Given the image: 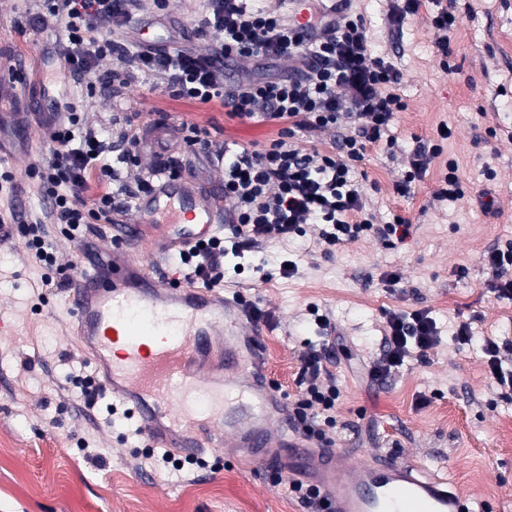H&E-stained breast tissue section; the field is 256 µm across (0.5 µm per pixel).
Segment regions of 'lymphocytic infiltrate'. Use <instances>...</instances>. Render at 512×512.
Instances as JSON below:
<instances>
[{
  "label": "lymphocytic infiltrate",
  "mask_w": 512,
  "mask_h": 512,
  "mask_svg": "<svg viewBox=\"0 0 512 512\" xmlns=\"http://www.w3.org/2000/svg\"><path fill=\"white\" fill-rule=\"evenodd\" d=\"M162 10L163 0H43L35 22L44 29L64 28V68L75 78L99 76L106 88L100 99L103 111L111 112L114 98L124 95L140 75L150 74L162 79L171 97L220 105L241 123L270 127V136L263 145L247 147L182 123L175 126L168 151L157 153L144 147L151 124L113 114L112 135L106 138L76 103L67 101L60 110L42 114L50 149L30 177L45 207L41 217L15 214L10 220L11 233L23 237L40 268H53L57 262L49 225L61 226L68 239L82 240L91 225L110 224L115 216L130 213L137 196L153 189L157 170L182 173L196 153L221 165L231 214L229 240H202L180 256L181 264L204 283L223 280L226 249L251 252L273 240L303 236L310 224L318 225L316 240L328 250L370 236L404 239L407 220L378 223L365 212L355 177V166L369 148L394 150L389 128L405 109L399 92L402 74L373 52L361 18L346 12L328 16L318 0L302 31L258 0H206L193 35L199 40L216 36L211 53L133 48L102 36L103 30H119L136 19L155 24ZM106 58L111 69L98 73ZM229 61L273 67L278 74L259 80L246 73L231 82L224 75ZM336 129L341 136L332 148L306 151L294 143L296 132ZM448 138V133L437 132L429 145L411 152L394 185L396 194H410ZM124 169L131 173L125 180L120 177ZM481 264L492 276L494 292L511 297L512 241L486 251ZM311 315L325 342L304 358L301 396L291 417L306 437L326 443L336 426L331 411L339 396L335 384L322 380L332 356L334 328L319 309ZM437 340L438 328L428 310L390 313L383 327V353L369 369L371 378L388 380L412 352L427 351Z\"/></svg>",
  "instance_id": "f902f5d3"
}]
</instances>
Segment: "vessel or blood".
<instances>
[{"label": "vessel or blood", "instance_id": "vessel-or-blood-1", "mask_svg": "<svg viewBox=\"0 0 512 512\" xmlns=\"http://www.w3.org/2000/svg\"><path fill=\"white\" fill-rule=\"evenodd\" d=\"M136 213L138 223L109 225L120 259L106 274L95 265L81 270L70 315L104 386L128 405L143 434L174 456L249 449L258 468L316 487L331 512H473L450 483L417 463L385 458L351 467L336 448L292 433L290 422L271 425L269 411L288 405L267 382L260 349L246 356L252 369L244 382L213 377L206 364L214 350L236 363L231 349L250 322L238 300L195 285L172 259L198 239L223 235L222 198L192 176L164 173ZM144 224L161 225L160 239H143Z\"/></svg>", "mask_w": 512, "mask_h": 512}]
</instances>
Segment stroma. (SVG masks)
Returning <instances> with one entry per match:
<instances>
[{"mask_svg":"<svg viewBox=\"0 0 512 512\" xmlns=\"http://www.w3.org/2000/svg\"><path fill=\"white\" fill-rule=\"evenodd\" d=\"M394 0H351L374 49L402 72L406 108L392 133L399 149H370L356 169L367 212L379 223L409 220L404 242L392 245L367 237L326 253L313 237L274 241L265 249L224 259L221 293L253 301L269 314L259 342L265 372L288 402L300 394L304 356L318 343L310 307L329 313L342 344L327 365L340 395L333 445L355 465L384 455L415 460L424 473L448 476L453 487L481 512H512V398L505 399L480 349L483 337L512 339V298L497 296L480 263L482 254L512 239V139L491 128L512 127V0H458L459 23L449 32L431 24L434 0L401 27L387 17ZM34 0H0V49L7 64H19L32 91H65L89 121L103 119L99 84L72 80L60 52L65 36L34 24ZM200 0H168L154 29L129 26L117 40L136 45L182 41L190 22L201 17ZM447 40L456 70L443 74L437 43ZM48 95V97H49ZM40 97L39 108L49 105ZM119 111L139 122L166 112L170 121L209 129L216 138L248 146L263 143L266 131L240 124L222 108L176 101L159 80L143 76L140 88L118 100ZM453 134L411 195L393 191L417 141L433 137L440 124ZM48 150L37 115L23 95L0 93V154L22 168L41 163ZM454 161L467 188L453 202L433 199L445 161ZM491 191L485 211L477 198ZM61 267L52 286L19 237L0 240V512H308L295 496L272 487L267 474L239 451L217 448L207 458L221 465L169 472L144 462L134 421L104 426L102 413L86 415L77 389L67 381L72 365L87 361L69 323V288L87 252L111 260L106 238L81 243L52 231ZM294 260L299 273L284 277L279 265ZM399 269L397 285L385 280ZM429 310L439 342L412 354L382 385L370 382L362 363L382 352L381 331L390 312ZM470 323L471 343L454 337ZM96 448L99 461L85 457L80 441Z\"/></svg>","mask_w":512,"mask_h":512,"instance_id":"1","label":"stroma"}]
</instances>
